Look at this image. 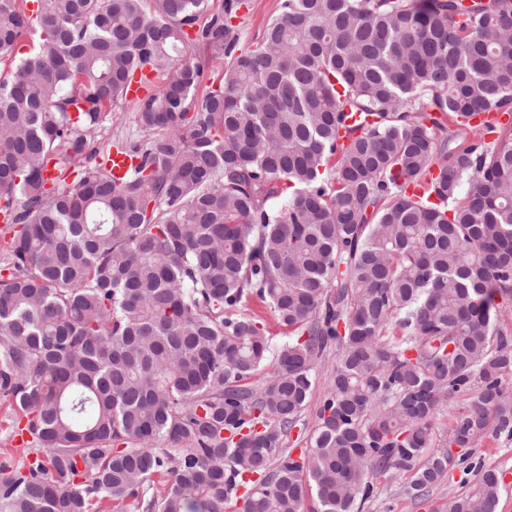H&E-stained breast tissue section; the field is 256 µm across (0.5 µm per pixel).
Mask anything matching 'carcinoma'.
<instances>
[{
  "label": "carcinoma",
  "instance_id": "cac0c4a2",
  "mask_svg": "<svg viewBox=\"0 0 512 512\" xmlns=\"http://www.w3.org/2000/svg\"><path fill=\"white\" fill-rule=\"evenodd\" d=\"M244 2L0 0V512H362L512 440V120L470 123L512 114V0H281L240 52Z\"/></svg>",
  "mask_w": 512,
  "mask_h": 512
}]
</instances>
